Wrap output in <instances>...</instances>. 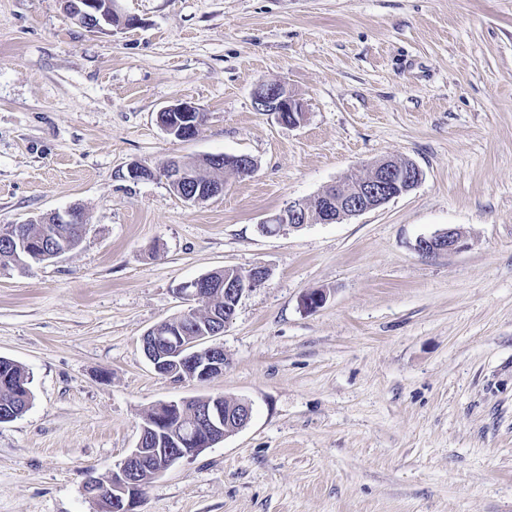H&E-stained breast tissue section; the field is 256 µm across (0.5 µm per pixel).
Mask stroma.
Masks as SVG:
<instances>
[{
	"instance_id": "35a3bbf8",
	"label": "stroma",
	"mask_w": 512,
	"mask_h": 512,
	"mask_svg": "<svg viewBox=\"0 0 512 512\" xmlns=\"http://www.w3.org/2000/svg\"><path fill=\"white\" fill-rule=\"evenodd\" d=\"M0 0V224L82 206L78 248L0 269V357L33 400L0 423V512H97L158 402L221 394L249 423L154 479L139 512H512V0ZM281 81L296 126L257 111ZM205 114L178 140L175 101ZM246 154L192 203L126 167ZM408 158L421 182L340 224L262 222ZM454 227L459 252L419 253ZM269 266L216 339L224 372L156 374L142 336L180 284ZM321 290L325 304L301 305ZM69 15L81 26L106 32L112 26V15L116 14V0H65ZM101 1H107L102 6ZM253 99L257 111L276 112L281 123L288 126L299 125L306 116L303 103L282 82L259 84ZM201 113L198 107L190 103L178 102L162 108L157 114V122L169 135L178 139H192L199 132Z\"/></svg>"
}]
</instances>
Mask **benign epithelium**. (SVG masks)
<instances>
[{
    "instance_id": "obj_1",
    "label": "benign epithelium",
    "mask_w": 512,
    "mask_h": 512,
    "mask_svg": "<svg viewBox=\"0 0 512 512\" xmlns=\"http://www.w3.org/2000/svg\"><path fill=\"white\" fill-rule=\"evenodd\" d=\"M69 15L81 26L95 31H106L112 25L111 17L116 14V0H67ZM254 104L259 112H275L281 123L288 126L300 124L305 116L303 103L295 98L282 82L261 83L254 91ZM200 109L187 102H178L162 108L157 122L169 135L178 139L194 138L201 126ZM210 168H233L241 172L254 170L247 155L207 157ZM159 173L168 187H189L195 175L186 164L178 159L163 163ZM422 179V172L413 162L404 158H387L372 165L370 176L361 185L351 188V179L335 187H327L316 196L289 203L281 212L269 217L263 232L270 224H287L300 228L319 220L322 224L340 223L352 216L377 209L392 199L414 189ZM57 224H86L84 212L71 207L64 213L54 214ZM464 247L462 233L456 228L443 229L430 237H422L416 249L423 255L450 254ZM270 275V269L257 264L245 272L237 271L234 276L224 278V293L241 299L246 293L261 285ZM206 285L196 278L177 288L178 295L186 304L183 316L191 321L195 315V304L204 297ZM237 306L224 309V315L214 314L203 336H191L181 327L172 328L164 321L152 327L142 339V347L154 371L178 383H203L224 372V348L221 346L201 347L205 340L224 334ZM222 397L214 396L203 400L193 409H188L190 400L170 401L154 407L155 414L143 419L140 435L171 427L180 435L176 448L156 449L158 468L150 478L162 475L183 458L192 457L201 449L195 447L200 439L212 445L244 428L251 419L248 402L236 400L229 406H220ZM148 450L137 442L118 468L107 480L91 477L88 486L93 489L91 500L112 502V512H136L143 500L146 480L142 478L141 462Z\"/></svg>"
}]
</instances>
